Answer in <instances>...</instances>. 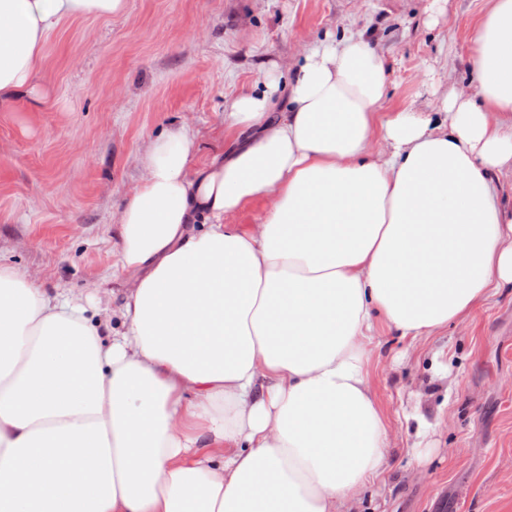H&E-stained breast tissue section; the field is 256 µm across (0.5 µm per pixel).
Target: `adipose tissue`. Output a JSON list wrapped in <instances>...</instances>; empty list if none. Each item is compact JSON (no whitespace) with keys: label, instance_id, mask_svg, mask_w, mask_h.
<instances>
[{"label":"adipose tissue","instance_id":"obj_1","mask_svg":"<svg viewBox=\"0 0 512 512\" xmlns=\"http://www.w3.org/2000/svg\"><path fill=\"white\" fill-rule=\"evenodd\" d=\"M127 8L0 0V104L44 97L62 21ZM470 65L473 95L386 112L370 40L327 36L232 103L228 151L152 140L117 219L120 331L0 263V512H359L386 463L377 334L512 288V0H487Z\"/></svg>","mask_w":512,"mask_h":512}]
</instances>
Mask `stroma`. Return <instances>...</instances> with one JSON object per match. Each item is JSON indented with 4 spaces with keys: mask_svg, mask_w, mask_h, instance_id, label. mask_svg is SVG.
I'll list each match as a JSON object with an SVG mask.
<instances>
[{
    "mask_svg": "<svg viewBox=\"0 0 512 512\" xmlns=\"http://www.w3.org/2000/svg\"><path fill=\"white\" fill-rule=\"evenodd\" d=\"M125 15L63 21L46 43L38 106L0 109V261L74 294L120 287L114 226L160 132L189 124L193 158L227 148L234 99L288 71L304 44L365 28L390 67L383 111H435L471 91L486 0H128ZM389 422L369 512H512V288L415 342L373 343Z\"/></svg>",
    "mask_w": 512,
    "mask_h": 512,
    "instance_id": "stroma-1",
    "label": "stroma"
}]
</instances>
